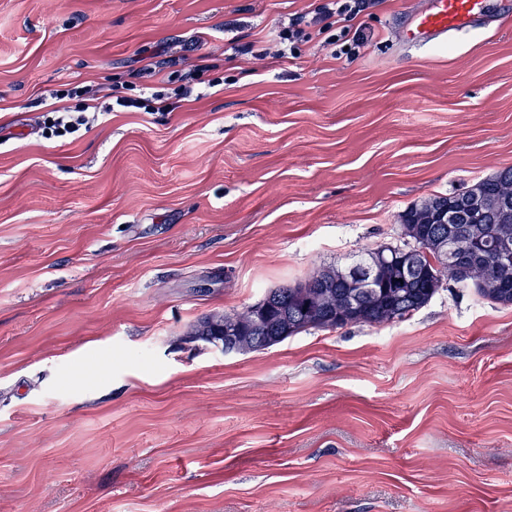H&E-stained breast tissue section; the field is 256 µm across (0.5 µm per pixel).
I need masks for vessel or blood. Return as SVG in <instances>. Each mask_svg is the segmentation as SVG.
<instances>
[{
    "mask_svg": "<svg viewBox=\"0 0 512 512\" xmlns=\"http://www.w3.org/2000/svg\"><path fill=\"white\" fill-rule=\"evenodd\" d=\"M490 6V0H429L412 14L400 42L407 50L419 51L441 39L465 37L485 24Z\"/></svg>",
    "mask_w": 512,
    "mask_h": 512,
    "instance_id": "1",
    "label": "vessel or blood"
}]
</instances>
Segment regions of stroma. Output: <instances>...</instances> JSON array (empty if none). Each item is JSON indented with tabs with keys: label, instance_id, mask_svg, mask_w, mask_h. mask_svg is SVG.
<instances>
[{
	"label": "stroma",
	"instance_id": "obj_1",
	"mask_svg": "<svg viewBox=\"0 0 512 512\" xmlns=\"http://www.w3.org/2000/svg\"><path fill=\"white\" fill-rule=\"evenodd\" d=\"M325 2L0 0V512H512L511 306L447 279L381 326L186 338L512 167V0L420 54L422 0H370L356 54ZM115 92L174 109L56 135ZM91 105L92 106L88 105L84 111L78 112L77 115L69 112L65 107H57L52 109V112L60 114L53 119L52 126L57 130V133H60L61 136L78 131L80 126H86L90 121V118L87 114H90L91 112L86 111L89 108H92L94 109L93 114H95V110L98 108V103Z\"/></svg>",
	"mask_w": 512,
	"mask_h": 512
}]
</instances>
